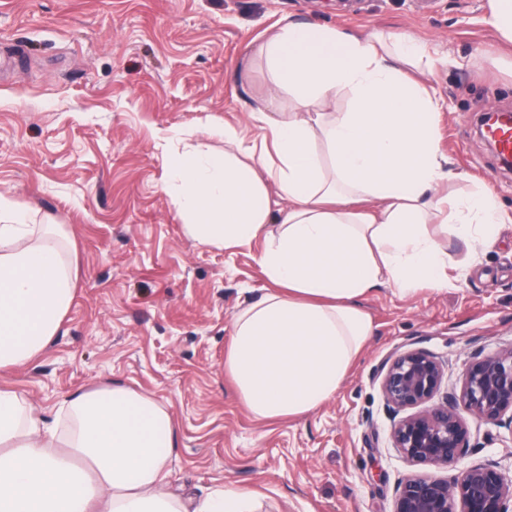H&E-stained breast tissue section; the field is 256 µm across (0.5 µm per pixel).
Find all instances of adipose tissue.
<instances>
[{
	"label": "adipose tissue",
	"mask_w": 512,
	"mask_h": 512,
	"mask_svg": "<svg viewBox=\"0 0 512 512\" xmlns=\"http://www.w3.org/2000/svg\"><path fill=\"white\" fill-rule=\"evenodd\" d=\"M256 54L272 90L251 114L255 136L224 124L223 152L171 154L168 177L195 240L265 241L272 289L234 316L224 372L256 418L279 420L339 390L373 336L366 295L447 290L430 223L475 250L497 243L504 215L484 191L441 194L455 173L437 146L438 102L405 71L423 57L414 39L288 20ZM77 279L57 225L0 196V372L41 356ZM175 448L170 413L147 394L79 390L49 422L0 387V512H260L258 492L237 486L170 493Z\"/></svg>",
	"instance_id": "ef3b65f1"
}]
</instances>
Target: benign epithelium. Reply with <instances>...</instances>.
I'll return each instance as SVG.
<instances>
[{
	"instance_id": "1",
	"label": "benign epithelium",
	"mask_w": 512,
	"mask_h": 512,
	"mask_svg": "<svg viewBox=\"0 0 512 512\" xmlns=\"http://www.w3.org/2000/svg\"><path fill=\"white\" fill-rule=\"evenodd\" d=\"M446 371L417 347L395 352L382 366L391 444L413 466H457L469 449V417L512 425V348L468 362L458 392H442ZM407 409L412 413L400 415ZM391 512H512V479L495 463L468 465L450 479L410 475L399 482Z\"/></svg>"
}]
</instances>
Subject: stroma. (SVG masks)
Listing matches in <instances>:
<instances>
[{
    "label": "stroma",
    "instance_id": "stroma-1",
    "mask_svg": "<svg viewBox=\"0 0 512 512\" xmlns=\"http://www.w3.org/2000/svg\"><path fill=\"white\" fill-rule=\"evenodd\" d=\"M489 0H0V195L51 216L70 240L76 295L42 356L0 374L38 407L119 384L150 395L176 427L169 484L203 497L232 484L262 512H391L414 468L389 441L378 374L413 344L448 365L512 344V223L469 254L444 292L363 301L375 326L336 395L298 418L260 421L224 373L233 314L269 281L263 240L224 248L193 240L164 190L185 145L220 152L204 127L249 122L269 87L251 58L282 18L356 35H409L425 56L411 76L439 102L438 147L454 195L487 188L512 216V171L480 138L487 106L512 113V49L488 24ZM465 464L512 478V425L470 422Z\"/></svg>",
    "mask_w": 512,
    "mask_h": 512
}]
</instances>
